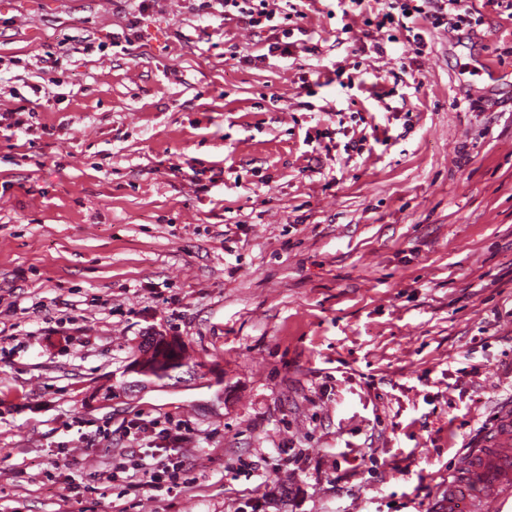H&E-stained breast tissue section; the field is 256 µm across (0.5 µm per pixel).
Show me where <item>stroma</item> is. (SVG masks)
Masks as SVG:
<instances>
[{"instance_id":"stroma-1","label":"stroma","mask_w":512,"mask_h":512,"mask_svg":"<svg viewBox=\"0 0 512 512\" xmlns=\"http://www.w3.org/2000/svg\"><path fill=\"white\" fill-rule=\"evenodd\" d=\"M464 5L415 57L308 0L288 63L217 4L0 0V512H428L512 399V19ZM149 332L204 375L94 400ZM137 418L179 488L108 479ZM37 111L35 107L25 108L19 107L14 110L6 111L0 113V125L2 121H9L7 127H16L17 129L25 128V130H30L34 126L32 119L36 118ZM27 115V116H26Z\"/></svg>"}]
</instances>
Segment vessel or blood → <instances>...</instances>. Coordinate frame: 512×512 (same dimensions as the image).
I'll list each match as a JSON object with an SVG mask.
<instances>
[{
	"instance_id": "vessel-or-blood-1",
	"label": "vessel or blood",
	"mask_w": 512,
	"mask_h": 512,
	"mask_svg": "<svg viewBox=\"0 0 512 512\" xmlns=\"http://www.w3.org/2000/svg\"><path fill=\"white\" fill-rule=\"evenodd\" d=\"M489 497L496 512H512V405L498 412L493 426L460 461L438 510L480 512V502Z\"/></svg>"
}]
</instances>
